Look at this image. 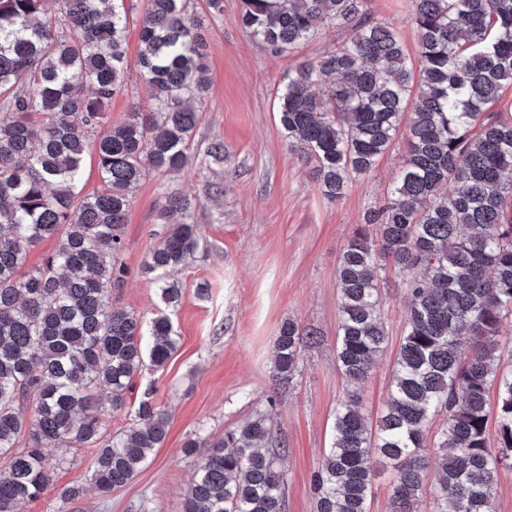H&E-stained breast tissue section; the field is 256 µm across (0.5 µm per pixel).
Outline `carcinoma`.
<instances>
[{"mask_svg":"<svg viewBox=\"0 0 512 512\" xmlns=\"http://www.w3.org/2000/svg\"><path fill=\"white\" fill-rule=\"evenodd\" d=\"M138 57L153 107L106 127L105 105L124 86L127 12L111 0H0V512L39 497L58 462L45 449L98 448L93 480L103 494L127 484L167 435L168 421L143 392L135 422L106 435L103 405L126 406L133 378L164 366L177 348L170 316L146 319L116 305L123 226L149 171L188 164L208 91L200 20L190 0H146ZM365 0H243L241 25L286 54L325 25L351 32L332 52L289 70L279 122L299 158L314 163L321 194L342 198L397 136L410 113L392 198L369 210L378 227L350 237L340 285L337 364L346 383L333 441L314 474L317 512H368L376 463L390 466V512H422L423 472L442 474L433 512H493L502 468L512 469V0H412L418 63L399 32L369 16ZM102 189L79 196L86 156ZM195 202L164 195L170 225L142 272L161 301L182 295L175 272L200 244ZM58 240L21 272L29 250ZM392 265L409 297L385 409L371 422L360 389L387 342L380 270ZM315 336L288 320L275 342L279 385L292 381ZM34 397L31 421L18 409ZM442 417L440 453L426 428ZM495 422L498 446L489 443ZM30 445L16 447L22 432ZM257 416L199 454L182 512H286L284 454Z\"/></svg>","mask_w":512,"mask_h":512,"instance_id":"carcinoma-1","label":"carcinoma"}]
</instances>
